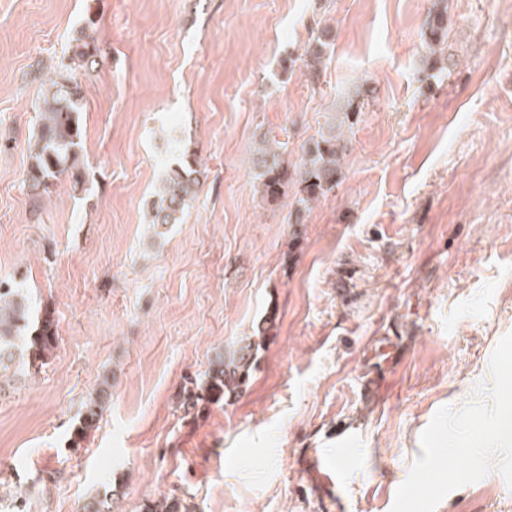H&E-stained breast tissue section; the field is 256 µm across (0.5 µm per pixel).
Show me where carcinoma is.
Returning <instances> with one entry per match:
<instances>
[{
	"label": "carcinoma",
	"instance_id": "1",
	"mask_svg": "<svg viewBox=\"0 0 512 512\" xmlns=\"http://www.w3.org/2000/svg\"><path fill=\"white\" fill-rule=\"evenodd\" d=\"M431 53L447 42V11L439 10L429 22ZM93 36L83 34L77 38L73 55L68 61L60 62L55 76L49 79L48 92L38 105L40 110L39 134L34 145L32 162L27 172L30 187L50 192L54 181L62 176L74 181L82 178L79 172V149L82 148L83 127L80 114L83 102L79 93L73 64L86 66L94 62L97 53ZM328 42L317 38L309 43L303 53L291 63L301 61L311 83L320 78ZM340 136H320L304 151L297 184L301 185L300 204H308L331 192L339 184L342 172L339 155ZM279 143L271 141L257 150L255 163L260 169L262 188L266 196L276 198L282 188L288 185V171L282 167ZM199 162L195 153L183 152L182 161L165 171L158 190L159 203L153 208L151 224L163 228L178 222L182 213L196 196L199 180ZM275 316L270 315L257 325L256 333L227 353H221L201 379H190L180 396L184 415L195 419L208 411L211 406L224 402V397L241 389L249 380L255 368V358L274 327ZM58 342L57 322L51 311H44L36 324L30 323V305L22 288L17 284L0 282V372L21 361L30 373L37 374L46 364L50 353ZM112 383L105 379L95 395L84 405L80 426L74 429V444L93 429L102 415L111 396ZM186 507L177 498L164 497L148 501L143 512H185Z\"/></svg>",
	"mask_w": 512,
	"mask_h": 512
}]
</instances>
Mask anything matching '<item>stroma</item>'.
<instances>
[{
    "mask_svg": "<svg viewBox=\"0 0 512 512\" xmlns=\"http://www.w3.org/2000/svg\"><path fill=\"white\" fill-rule=\"evenodd\" d=\"M434 2L0 0V281H22L59 336L0 396V512L98 495L112 512L165 496L189 512H390L422 431L493 388L512 333V0H447L438 59ZM90 17L84 175L38 196L36 107ZM322 34L313 83L289 61ZM334 128L339 185L302 211L296 184L267 199L259 143L276 138L294 175ZM183 149L197 195L158 232ZM271 313L248 383L184 418L187 378ZM105 378L109 405L72 443ZM344 442L341 481L318 485L306 458ZM436 512H512V486L492 470ZM448 7L445 10H438L432 15L429 22L430 28V41H431V53L435 55L437 53L436 47H441L447 42L448 37Z\"/></svg>",
    "mask_w": 512,
    "mask_h": 512,
    "instance_id": "obj_1",
    "label": "stroma"
}]
</instances>
